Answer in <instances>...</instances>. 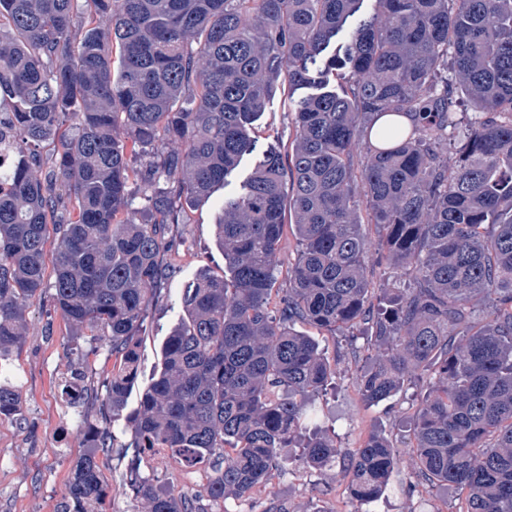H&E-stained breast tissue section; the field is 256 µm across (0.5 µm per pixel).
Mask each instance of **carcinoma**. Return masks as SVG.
<instances>
[{
    "instance_id": "cac0c4a2",
    "label": "carcinoma",
    "mask_w": 512,
    "mask_h": 512,
    "mask_svg": "<svg viewBox=\"0 0 512 512\" xmlns=\"http://www.w3.org/2000/svg\"><path fill=\"white\" fill-rule=\"evenodd\" d=\"M362 3L0 0V94L14 100L27 151L0 170V362L42 298L52 224L51 301L112 352L114 422L166 279L159 254L177 199L203 203L226 184L278 88L318 90L297 101L288 149L269 145L224 198L230 276L203 273L185 289V319L131 421L128 487L150 512L200 510L141 470L148 448L209 464L215 501L250 497L291 458L311 395L331 377L298 321L369 326L376 357L357 370L369 405L435 376L413 429L421 476L465 495L463 512H512V0H374L365 16ZM348 23V42L324 57ZM336 67L337 89L326 78ZM120 129L149 152L136 171L150 191L140 223L126 211ZM168 141L183 148L166 151ZM362 206L411 287H375ZM287 224L299 251L273 312ZM482 296L493 310L476 324ZM20 412L18 388L0 383V420ZM116 441L115 427L96 429L61 512H112L98 455ZM302 448L316 468L341 460L318 432ZM394 463L377 433L349 453L358 501L383 493Z\"/></svg>"
}]
</instances>
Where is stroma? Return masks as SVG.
<instances>
[{
  "label": "stroma",
  "mask_w": 512,
  "mask_h": 512,
  "mask_svg": "<svg viewBox=\"0 0 512 512\" xmlns=\"http://www.w3.org/2000/svg\"><path fill=\"white\" fill-rule=\"evenodd\" d=\"M307 94L302 88L272 96L256 122L255 150L243 157L224 188L208 201L185 208L179 224L173 225L163 256L172 275L144 323L137 375L127 395L124 417L135 414L145 388L160 369L164 342L185 315L187 285L202 271L224 272V253L216 237L225 197L239 191L270 137H277L284 147L292 141L295 103ZM25 319L21 346L6 363L7 378L20 389L23 414L16 422L0 421V512H58L90 444L89 430L102 424L99 405L106 397L113 358L108 347L99 345L88 363H81L74 327L53 311L49 300L30 305ZM297 329L318 339L334 370L327 389L314 398V425L345 452L361 447L374 433L387 437L393 446L397 467L382 496L359 505L337 470H320L300 460L283 464L269 484L245 500L209 501L207 476H192L176 465L157 475L158 484L193 497L204 512H268L282 501L287 502L288 512H311L320 504L329 512H461L463 496L420 479L418 459L410 450L413 420L429 383H409L395 397L366 405L355 381L357 367L371 355L366 337L351 341L303 323ZM74 371L81 373V384L88 393L85 404L77 407L64 394ZM132 454V449L116 448L105 458L102 471L107 490L116 512H149L148 503L135 498L125 484V465Z\"/></svg>",
  "instance_id": "1"
}]
</instances>
